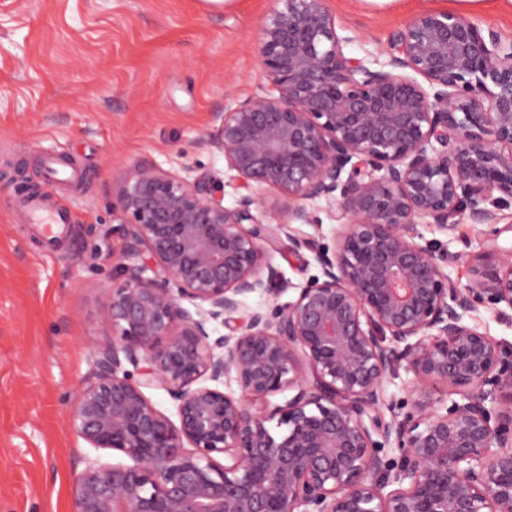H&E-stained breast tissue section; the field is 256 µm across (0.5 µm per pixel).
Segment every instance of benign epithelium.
<instances>
[{
	"label": "benign epithelium",
	"mask_w": 512,
	"mask_h": 512,
	"mask_svg": "<svg viewBox=\"0 0 512 512\" xmlns=\"http://www.w3.org/2000/svg\"><path fill=\"white\" fill-rule=\"evenodd\" d=\"M349 42L324 0L266 16V85L203 136L244 190L233 206L208 173L120 177L112 340L72 426L132 463L77 474L73 512H512V345L474 322L512 310L498 227L512 207V39L429 10L383 53L351 57ZM314 200L340 224L331 248ZM461 219L483 239L466 285L447 268L468 253L418 231ZM283 237L321 270L284 304ZM256 293L266 306H247ZM401 368L411 398L388 403ZM230 375L237 394L220 389Z\"/></svg>",
	"instance_id": "benign-epithelium-1"
}]
</instances>
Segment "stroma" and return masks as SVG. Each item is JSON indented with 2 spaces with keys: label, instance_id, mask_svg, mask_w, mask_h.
Wrapping results in <instances>:
<instances>
[{
  "label": "stroma",
  "instance_id": "obj_1",
  "mask_svg": "<svg viewBox=\"0 0 512 512\" xmlns=\"http://www.w3.org/2000/svg\"><path fill=\"white\" fill-rule=\"evenodd\" d=\"M277 0H0V512H71L75 477L121 455L71 425L122 258L112 232L121 173L141 163L210 172L224 203L239 191L201 142L216 112L261 92L257 37ZM345 51L362 58L425 10L464 12L512 38L498 0H326ZM82 177L47 187L42 156ZM69 204V237L45 254L23 208L30 194ZM95 262H79V255Z\"/></svg>",
  "mask_w": 512,
  "mask_h": 512
}]
</instances>
